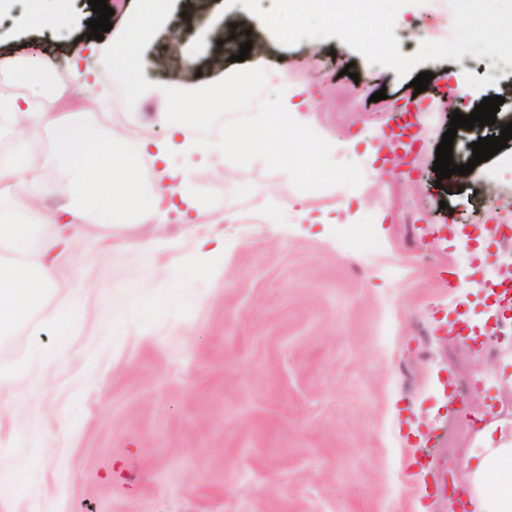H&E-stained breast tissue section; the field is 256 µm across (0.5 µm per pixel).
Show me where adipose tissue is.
I'll return each instance as SVG.
<instances>
[{
	"label": "adipose tissue",
	"instance_id": "obj_1",
	"mask_svg": "<svg viewBox=\"0 0 512 512\" xmlns=\"http://www.w3.org/2000/svg\"><path fill=\"white\" fill-rule=\"evenodd\" d=\"M168 7L169 0H143L141 12L129 20L128 36L113 51V81H133L139 70L138 38L165 16ZM250 82V74L240 72L212 84L195 112L186 111L180 99L167 97L155 116L168 131L161 141L105 129L93 113L105 99L101 93L86 96L80 111L62 112L58 106L71 96L70 85H60L37 102L14 91H0V125L17 140L12 151L0 153V184L19 189L7 202H0V251L13 256L12 262H0V338L12 335L56 285L49 261L54 251L42 238L43 225H57L58 239L65 242L73 239L75 225L103 224L131 214L159 224L189 223L190 212L198 207L190 187L196 155L219 178L224 175L225 155L240 149H264L297 165L299 153L288 116L299 112L300 105L291 94L255 113L248 126L229 138L202 146L186 138L191 126L207 123L209 111L245 97ZM42 133L49 141L44 154L34 150ZM147 157L156 164L148 187L141 180ZM49 168L70 190L68 203L52 211L42 205L44 172ZM467 478L476 491L478 512H512V448L486 449Z\"/></svg>",
	"mask_w": 512,
	"mask_h": 512
}]
</instances>
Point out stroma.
Wrapping results in <instances>:
<instances>
[{"mask_svg":"<svg viewBox=\"0 0 512 512\" xmlns=\"http://www.w3.org/2000/svg\"><path fill=\"white\" fill-rule=\"evenodd\" d=\"M186 9L173 0L154 25L139 84L113 87L104 125L163 140L152 118L165 96L195 107L208 83L245 67L252 97L225 103L190 138L224 136L303 86L314 107L296 143H317L329 169L235 153L227 182L196 166L192 223L80 225L56 259V288L0 339V369L36 345L55 353L59 313L75 307L63 362L0 378V512H452L419 492L432 480L411 466L419 433L463 491L471 450L512 447V309L487 295L507 257L483 233L489 218L512 226V145L443 189L432 166L452 113L504 99L495 124L458 129V165L512 122V73L472 55L428 61L416 70L433 78L417 93L339 38L285 47L239 2L197 21ZM69 10L70 29L54 37L27 28L29 0H15L0 50L48 57L59 82L75 83L67 45L88 34L90 12L83 0ZM397 19L405 55L422 36L452 34L447 0L405 5ZM233 25L259 53L238 62V45L213 47ZM174 34L195 46L200 72L181 87L156 64ZM457 82V100L437 94ZM411 104L418 142L398 175L379 147ZM296 198L312 223H288ZM228 211L242 222L224 223ZM439 225L455 226V241ZM460 405L476 420L455 418Z\"/></svg>","mask_w":512,"mask_h":512,"instance_id":"1","label":"stroma"}]
</instances>
